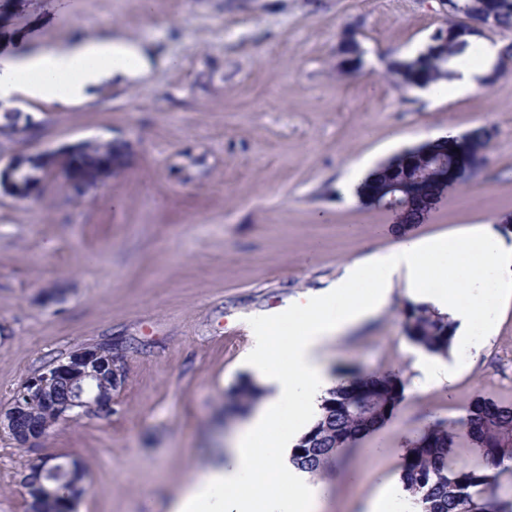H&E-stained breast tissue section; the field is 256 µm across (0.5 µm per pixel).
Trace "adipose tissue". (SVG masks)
<instances>
[{"mask_svg":"<svg viewBox=\"0 0 512 512\" xmlns=\"http://www.w3.org/2000/svg\"><path fill=\"white\" fill-rule=\"evenodd\" d=\"M159 63L142 43L117 35L78 36L1 59L0 104L11 106L18 96L87 100L105 81H135ZM451 269L463 272L475 294L463 303L450 290L435 303L460 329L484 316L479 288L491 283L512 293V252L480 229L429 247L400 243L376 261L353 262L329 288L304 294L273 317L252 320L250 365L266 394L236 427L223 458L184 483L169 512H322L325 485L312 482L291 455L319 418L331 386L326 346L386 303L395 276L418 289L427 276Z\"/></svg>","mask_w":512,"mask_h":512,"instance_id":"obj_1","label":"adipose tissue"}]
</instances>
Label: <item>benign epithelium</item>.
I'll use <instances>...</instances> for the list:
<instances>
[{
  "label": "benign epithelium",
  "mask_w": 512,
  "mask_h": 512,
  "mask_svg": "<svg viewBox=\"0 0 512 512\" xmlns=\"http://www.w3.org/2000/svg\"><path fill=\"white\" fill-rule=\"evenodd\" d=\"M497 0H481L477 3V12L473 18H465L463 24L452 29L436 30L429 38L424 53L433 56L448 57V45H453L458 53H463L469 46L467 37L488 38L499 32L497 28ZM352 44L356 52L344 55L336 51V65L342 74L350 73L357 65V58L363 54L356 29H345L338 45ZM512 72V52L499 51L496 63L483 77L486 87L492 86L499 77ZM76 145L59 149L46 150L34 156L11 158L0 165V192L16 199H28L42 192L44 183L34 184L33 179H22L21 174L29 167L37 168L36 176L57 169L70 160ZM450 154L456 157L455 165L437 167L426 177H419L405 185L392 179L384 183L367 181L361 192L378 204L398 215L407 211L423 212L440 194L456 187L465 176L477 171L483 164L485 153L470 154L463 149L458 136L442 137L427 141L418 146L396 154L391 171L409 173L415 171L424 161L437 155ZM402 191L404 199L399 201L397 191ZM126 355L116 348L103 352L98 346H81L71 351L68 357L55 361L44 367L39 373L26 379L19 387V392L11 401L0 407V428L18 431L17 446L33 449L45 438L50 430L65 422L73 421L83 415L86 402L83 400L85 383L94 379L104 388V394L98 401V408L112 410V390L121 386L126 378ZM41 405L44 420L41 425L25 431L17 430L20 416L29 411L32 405Z\"/></svg>",
  "instance_id": "benign-epithelium-1"
}]
</instances>
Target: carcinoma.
Masks as SVG:
<instances>
[{"label":"carcinoma","mask_w":512,"mask_h":512,"mask_svg":"<svg viewBox=\"0 0 512 512\" xmlns=\"http://www.w3.org/2000/svg\"><path fill=\"white\" fill-rule=\"evenodd\" d=\"M497 23L501 30L512 29V0H499ZM457 56L448 54L441 64L417 54L404 61H395L388 68L393 81L402 70L425 68L438 73L432 86L452 78ZM470 152L487 149L490 134L484 127L462 135ZM112 142H87L72 159L88 180L103 174V164L112 162ZM403 328L415 345L435 354L450 350L455 324L446 314L424 305H412L404 315ZM403 384L392 375H357L327 390L322 414L314 426L300 439L292 462L311 473L325 470L329 460L360 434L366 417L384 419L399 402ZM262 395L252 382L237 385L227 394L228 408L248 410ZM463 428L475 450L486 461L482 471L448 464L451 435L437 424L425 432L409 449L402 466L401 480L413 503L421 512H512V501L499 499V478L504 472L502 461L512 460V406L501 405L477 396L466 408ZM40 512H71L65 493L42 500Z\"/></svg>","instance_id":"cac0c4a2"}]
</instances>
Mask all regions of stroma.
<instances>
[{"label":"stroma","mask_w":512,"mask_h":512,"mask_svg":"<svg viewBox=\"0 0 512 512\" xmlns=\"http://www.w3.org/2000/svg\"><path fill=\"white\" fill-rule=\"evenodd\" d=\"M354 24L363 67L340 76L336 44ZM447 24L439 0H0L5 50L117 31L166 60L86 101L18 99L38 139L0 134L5 161L86 140L121 150L111 179L85 195L59 179L30 200L0 193V406L78 346L127 356L109 417L59 424L31 451L0 433V512H27L25 463L59 456L87 467L75 512H168L238 423L225 399L251 377L248 321L405 239L486 226L512 246V73L463 94L402 89L386 74ZM479 126L492 133L485 164L414 223L347 182ZM411 302L395 283L326 348L335 380L391 371L404 391L328 473L325 512H360L385 487L407 504L412 441L453 425L476 395L512 405V365H496L512 355V301L490 295V331L440 356L406 337ZM432 362L451 368L449 383L420 382Z\"/></svg>","instance_id":"35a3bbf8"}]
</instances>
